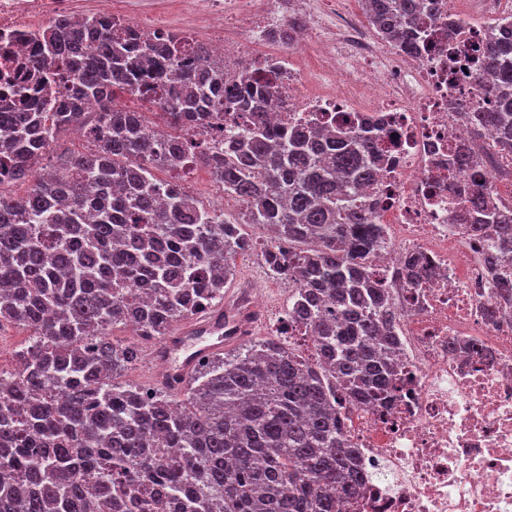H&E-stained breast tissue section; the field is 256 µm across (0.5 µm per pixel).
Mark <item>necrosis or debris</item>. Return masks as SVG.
<instances>
[{
  "mask_svg": "<svg viewBox=\"0 0 512 512\" xmlns=\"http://www.w3.org/2000/svg\"><path fill=\"white\" fill-rule=\"evenodd\" d=\"M69 5L0 0V75L34 50L19 34L68 16ZM185 8L205 21L225 77L249 71L253 45L266 44L262 58L280 67L272 120L345 112L397 135L393 165L365 200L387 242L374 271L394 289L411 388L384 409L347 402L344 440L365 481L342 512H512V309L493 322L484 316L501 290L512 291V260L506 271L489 270L491 240L464 232L475 215L448 187L484 175L491 207L512 215V154H497L494 133L475 135L466 115L470 105L498 109L476 61L484 25L512 30V0H461L424 20L430 46L418 54L373 37L343 0H187ZM292 9L306 16L294 43L317 50L319 71L291 67L271 36ZM462 152L468 162L459 172ZM418 253L429 258L428 272L396 278Z\"/></svg>",
  "mask_w": 512,
  "mask_h": 512,
  "instance_id": "necrosis-or-debris-1",
  "label": "necrosis or debris"
}]
</instances>
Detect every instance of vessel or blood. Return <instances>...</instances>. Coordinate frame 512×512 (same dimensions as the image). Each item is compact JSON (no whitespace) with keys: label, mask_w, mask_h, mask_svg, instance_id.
Returning a JSON list of instances; mask_svg holds the SVG:
<instances>
[{"label":"vessel or blood","mask_w":512,"mask_h":512,"mask_svg":"<svg viewBox=\"0 0 512 512\" xmlns=\"http://www.w3.org/2000/svg\"><path fill=\"white\" fill-rule=\"evenodd\" d=\"M253 327L249 307L235 298L185 324L156 347L154 356L168 374L180 378Z\"/></svg>","instance_id":"1"}]
</instances>
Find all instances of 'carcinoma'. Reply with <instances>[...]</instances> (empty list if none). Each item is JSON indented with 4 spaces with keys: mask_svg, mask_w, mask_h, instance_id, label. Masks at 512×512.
Wrapping results in <instances>:
<instances>
[{
    "mask_svg": "<svg viewBox=\"0 0 512 512\" xmlns=\"http://www.w3.org/2000/svg\"><path fill=\"white\" fill-rule=\"evenodd\" d=\"M378 36L410 53L427 40L419 14L440 0H362ZM478 67L496 75L499 112H472L512 149V43L484 32ZM42 89L60 90L35 112L27 85L8 84L0 112V324L27 331L16 366L0 368V512H336V489L361 482L343 443L347 399L382 406L409 382L394 356L391 290L373 279L382 240L358 190L389 164L382 136L351 117L320 126L273 124L271 78L255 69L224 78L204 47L172 33L156 47L112 19L69 17L31 39ZM142 103L124 104L125 97ZM243 112L240 133L211 150L178 130ZM170 130L148 132L147 114ZM85 128L93 148L61 170L41 165L58 133ZM205 165L262 224L267 267L294 288L288 309L303 340H249L197 365L177 389L116 380L140 344L113 337L137 321L162 340L224 299L236 256L251 249L227 220L158 167ZM512 254V217L492 209L474 179L465 200Z\"/></svg>",
    "mask_w": 512,
    "mask_h": 512,
    "instance_id": "carcinoma-1",
    "label": "carcinoma"
}]
</instances>
